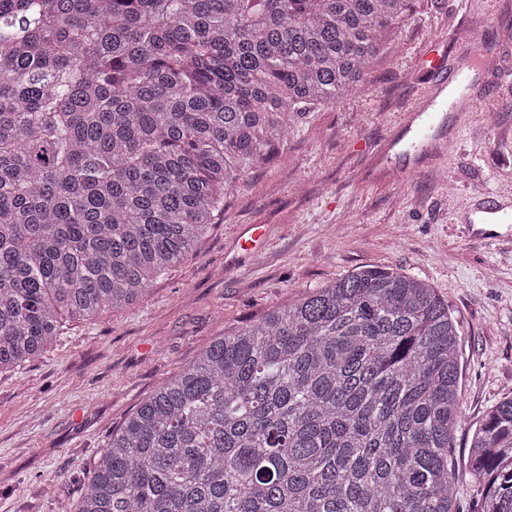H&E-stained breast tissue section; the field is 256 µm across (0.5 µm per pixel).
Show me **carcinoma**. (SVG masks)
<instances>
[{
  "label": "carcinoma",
  "mask_w": 512,
  "mask_h": 512,
  "mask_svg": "<svg viewBox=\"0 0 512 512\" xmlns=\"http://www.w3.org/2000/svg\"><path fill=\"white\" fill-rule=\"evenodd\" d=\"M409 0H0V373L62 314L132 305L224 194L359 87ZM458 324L362 267L215 339L57 512H459ZM475 512H512V397L475 429Z\"/></svg>",
  "instance_id": "cac0c4a2"
}]
</instances>
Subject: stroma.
<instances>
[{
  "label": "stroma",
  "instance_id": "stroma-1",
  "mask_svg": "<svg viewBox=\"0 0 512 512\" xmlns=\"http://www.w3.org/2000/svg\"><path fill=\"white\" fill-rule=\"evenodd\" d=\"M478 68V106L438 115L444 153L413 173L398 140L438 92L427 56ZM512 197V0H412L363 87L290 127L275 152L228 191L196 259L139 302L67 321L44 354L0 374V512H54L77 495L114 427L225 331L362 267L429 284L461 334V420L451 456L466 464L487 408L512 393V253L467 232L474 195ZM265 225L244 256L243 225Z\"/></svg>",
  "mask_w": 512,
  "mask_h": 512
}]
</instances>
